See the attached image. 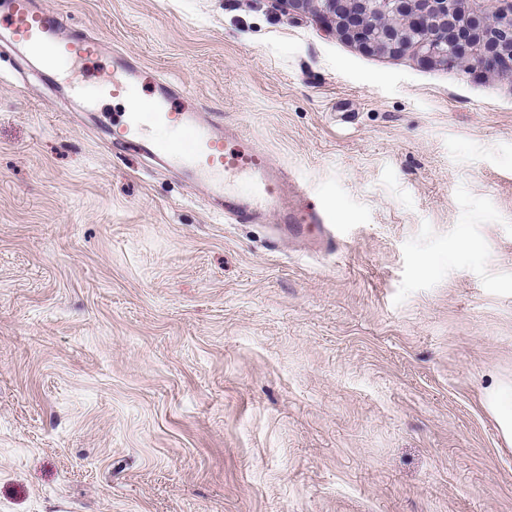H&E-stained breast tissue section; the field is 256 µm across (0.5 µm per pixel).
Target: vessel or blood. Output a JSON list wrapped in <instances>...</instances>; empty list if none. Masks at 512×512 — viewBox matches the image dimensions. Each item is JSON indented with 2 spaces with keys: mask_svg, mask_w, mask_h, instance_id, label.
Returning <instances> with one entry per match:
<instances>
[{
  "mask_svg": "<svg viewBox=\"0 0 512 512\" xmlns=\"http://www.w3.org/2000/svg\"><path fill=\"white\" fill-rule=\"evenodd\" d=\"M0 42L9 41L18 56L38 59L48 82H55L60 68L80 67L97 57L101 47L89 33L66 28L61 15L41 8L37 0H0ZM112 71L95 86L70 82L67 94L85 105L99 95L138 97L136 110L124 113L118 125L107 128L111 145L132 147L154 163L178 171L184 180L202 187L224 202V213L239 224H268L273 248L306 243L330 253L339 245L337 226L323 207L302 202L293 206L288 172L272 162L265 149L252 139L232 133L211 112L199 111L169 78H149L137 63L124 55L109 60ZM152 82L149 97L138 89ZM174 127L180 136L161 141L154 131Z\"/></svg>",
  "mask_w": 512,
  "mask_h": 512,
  "instance_id": "obj_1",
  "label": "vessel or blood"
}]
</instances>
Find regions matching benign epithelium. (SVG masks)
Returning a JSON list of instances; mask_svg holds the SVG:
<instances>
[{"mask_svg": "<svg viewBox=\"0 0 512 512\" xmlns=\"http://www.w3.org/2000/svg\"><path fill=\"white\" fill-rule=\"evenodd\" d=\"M314 11L327 28L377 54L493 71L512 81V4L493 14L472 0H276Z\"/></svg>", "mask_w": 512, "mask_h": 512, "instance_id": "1", "label": "benign epithelium"}]
</instances>
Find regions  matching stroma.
I'll list each match as a JSON object with an SVG mask.
<instances>
[{"mask_svg":"<svg viewBox=\"0 0 512 512\" xmlns=\"http://www.w3.org/2000/svg\"><path fill=\"white\" fill-rule=\"evenodd\" d=\"M341 224L276 252L0 51V512H512V82L273 0H43ZM488 404L498 414L505 438L512 440V390L504 386L491 391Z\"/></svg>","mask_w":512,"mask_h":512,"instance_id":"obj_1","label":"stroma"}]
</instances>
